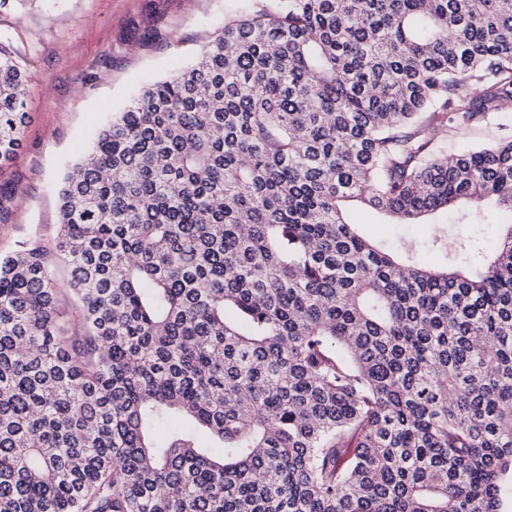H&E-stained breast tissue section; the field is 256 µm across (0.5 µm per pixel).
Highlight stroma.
<instances>
[{
    "instance_id": "35a3bbf8",
    "label": "stroma",
    "mask_w": 512,
    "mask_h": 512,
    "mask_svg": "<svg viewBox=\"0 0 512 512\" xmlns=\"http://www.w3.org/2000/svg\"><path fill=\"white\" fill-rule=\"evenodd\" d=\"M226 0H0V41L26 74L22 145L0 167V190L12 196L0 218V257L35 241L53 248L60 230L59 190L109 112L193 60L224 26ZM512 134V109L456 131L437 129L449 153L497 144ZM467 220L429 215L398 224L369 207L353 222L376 240L418 242L436 227L469 238L481 265L502 233L492 202L466 204Z\"/></svg>"
}]
</instances>
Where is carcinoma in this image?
Here are the masks:
<instances>
[{"mask_svg": "<svg viewBox=\"0 0 512 512\" xmlns=\"http://www.w3.org/2000/svg\"><path fill=\"white\" fill-rule=\"evenodd\" d=\"M511 106L512 0H240L0 259V512H512V137L434 143ZM26 120L0 46V165ZM489 196L469 277L346 216Z\"/></svg>", "mask_w": 512, "mask_h": 512, "instance_id": "obj_1", "label": "carcinoma"}]
</instances>
